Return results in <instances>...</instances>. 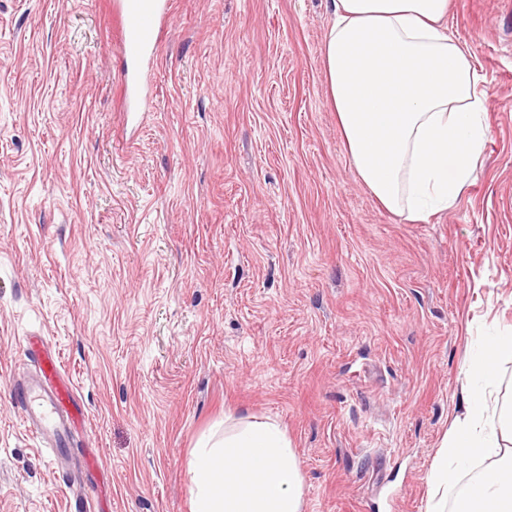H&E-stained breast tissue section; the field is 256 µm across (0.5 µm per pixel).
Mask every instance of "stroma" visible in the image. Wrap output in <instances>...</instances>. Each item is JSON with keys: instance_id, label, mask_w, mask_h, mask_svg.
Listing matches in <instances>:
<instances>
[{"instance_id": "stroma-1", "label": "stroma", "mask_w": 512, "mask_h": 512, "mask_svg": "<svg viewBox=\"0 0 512 512\" xmlns=\"http://www.w3.org/2000/svg\"><path fill=\"white\" fill-rule=\"evenodd\" d=\"M173 9L130 144L112 0H0V512H191L228 415L280 422L303 512H426L464 366L512 330V0H450L490 133L425 223L350 166L329 0ZM28 336L87 414L55 462L14 398Z\"/></svg>"}]
</instances>
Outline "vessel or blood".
<instances>
[{"label":"vessel or blood","mask_w":512,"mask_h":512,"mask_svg":"<svg viewBox=\"0 0 512 512\" xmlns=\"http://www.w3.org/2000/svg\"><path fill=\"white\" fill-rule=\"evenodd\" d=\"M170 18V0H114V29L124 56L135 63L149 62ZM25 353L36 361V373L15 387V397L32 434L58 458L74 447L86 414L58 354L46 350L37 336L26 337Z\"/></svg>","instance_id":"1"}]
</instances>
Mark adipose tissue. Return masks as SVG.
<instances>
[{"instance_id": "1", "label": "adipose tissue", "mask_w": 512, "mask_h": 512, "mask_svg": "<svg viewBox=\"0 0 512 512\" xmlns=\"http://www.w3.org/2000/svg\"><path fill=\"white\" fill-rule=\"evenodd\" d=\"M323 46L327 94L350 163L387 209L416 223L452 208L490 131L489 95L448 33L449 0H332ZM512 334L490 338L466 371V407L438 452L427 512H512V405L498 366ZM485 462L467 488L457 466ZM192 512H302L292 443L271 420L225 419L188 461Z\"/></svg>"}]
</instances>
